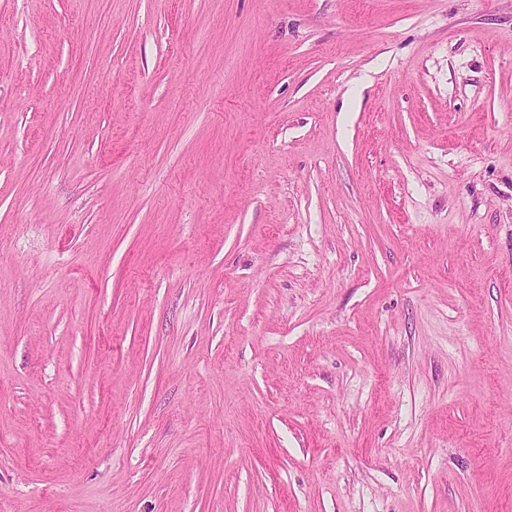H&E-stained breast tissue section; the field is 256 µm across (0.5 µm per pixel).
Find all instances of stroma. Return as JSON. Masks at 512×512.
Returning <instances> with one entry per match:
<instances>
[{
	"label": "stroma",
	"instance_id": "obj_1",
	"mask_svg": "<svg viewBox=\"0 0 512 512\" xmlns=\"http://www.w3.org/2000/svg\"><path fill=\"white\" fill-rule=\"evenodd\" d=\"M0 512H512V0H0Z\"/></svg>",
	"mask_w": 512,
	"mask_h": 512
}]
</instances>
